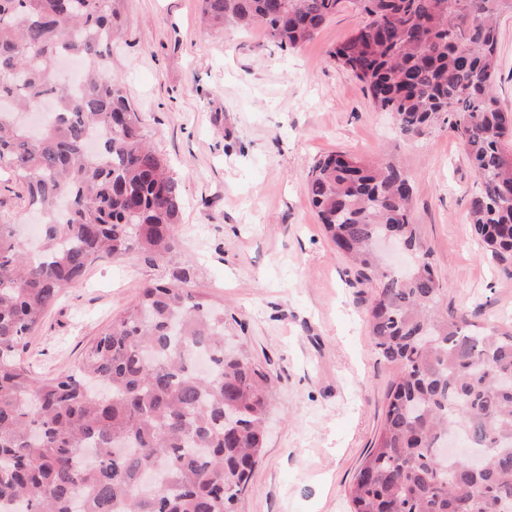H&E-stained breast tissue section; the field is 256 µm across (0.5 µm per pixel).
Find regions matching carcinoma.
Wrapping results in <instances>:
<instances>
[{
    "label": "carcinoma",
    "mask_w": 512,
    "mask_h": 512,
    "mask_svg": "<svg viewBox=\"0 0 512 512\" xmlns=\"http://www.w3.org/2000/svg\"><path fill=\"white\" fill-rule=\"evenodd\" d=\"M346 1L364 21L329 59L403 136L439 125L457 135L477 176L473 230L512 261V112L493 93L512 0H201V12L212 27L258 25L285 51ZM117 17L116 0H0V167L43 218L34 258L0 217V509L236 512L261 457L271 377L226 347L224 309L188 288L187 272L145 285L75 372L40 378L23 358L60 292L97 260L182 249L180 179L112 75ZM45 100L52 120L35 135L23 116ZM306 193L370 288L371 339L398 370L351 512H512V324L443 310L399 165L330 154ZM388 234L420 252L412 270L381 269ZM450 434L480 467L441 456Z\"/></svg>",
    "instance_id": "carcinoma-1"
}]
</instances>
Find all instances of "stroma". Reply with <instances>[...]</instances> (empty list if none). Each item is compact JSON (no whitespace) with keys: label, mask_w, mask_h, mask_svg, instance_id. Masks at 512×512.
Returning a JSON list of instances; mask_svg holds the SVG:
<instances>
[{"label":"stroma","mask_w":512,"mask_h":512,"mask_svg":"<svg viewBox=\"0 0 512 512\" xmlns=\"http://www.w3.org/2000/svg\"><path fill=\"white\" fill-rule=\"evenodd\" d=\"M112 73L140 112L146 140L181 179V253L98 261L31 336L40 377L78 369L113 317L156 280L190 271V288L224 310L229 331L272 377L263 457L236 512H349L353 483L385 413L397 370L364 322L367 285L328 240L307 202L313 162L346 152L392 160L413 186L411 221L443 306L471 322L512 320V272L474 239L476 174L445 127L415 140L375 111L327 52L362 18L344 7L304 45L278 49L263 29L207 30L201 0H118ZM496 93L512 110V16L500 20ZM0 215L37 223L26 192L0 170Z\"/></svg>","instance_id":"35a3bbf8"}]
</instances>
